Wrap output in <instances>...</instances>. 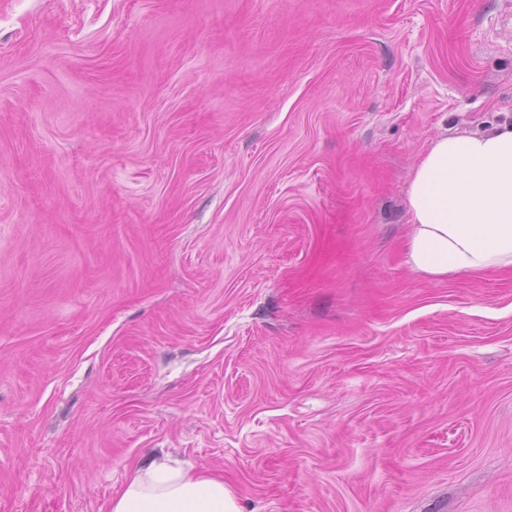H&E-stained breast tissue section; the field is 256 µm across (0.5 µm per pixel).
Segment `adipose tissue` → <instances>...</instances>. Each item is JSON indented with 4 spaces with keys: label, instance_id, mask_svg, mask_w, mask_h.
I'll list each match as a JSON object with an SVG mask.
<instances>
[{
    "label": "adipose tissue",
    "instance_id": "1",
    "mask_svg": "<svg viewBox=\"0 0 512 512\" xmlns=\"http://www.w3.org/2000/svg\"><path fill=\"white\" fill-rule=\"evenodd\" d=\"M407 265L431 279L512 268V125L434 138L407 192ZM111 512H241L222 476L162 457L135 469Z\"/></svg>",
    "mask_w": 512,
    "mask_h": 512
}]
</instances>
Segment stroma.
<instances>
[{"instance_id": "1", "label": "stroma", "mask_w": 512, "mask_h": 512, "mask_svg": "<svg viewBox=\"0 0 512 512\" xmlns=\"http://www.w3.org/2000/svg\"><path fill=\"white\" fill-rule=\"evenodd\" d=\"M505 122L512 0H0V512H512V271L403 245ZM110 512H241L222 476L155 458L135 469Z\"/></svg>"}]
</instances>
